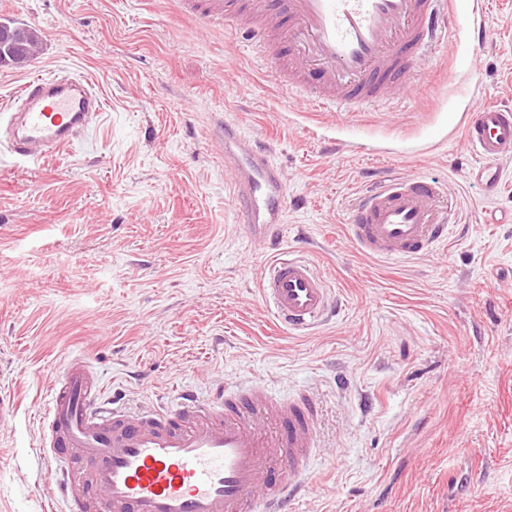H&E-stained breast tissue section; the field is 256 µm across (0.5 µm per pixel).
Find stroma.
<instances>
[{
  "label": "stroma",
  "instance_id": "1",
  "mask_svg": "<svg viewBox=\"0 0 512 512\" xmlns=\"http://www.w3.org/2000/svg\"><path fill=\"white\" fill-rule=\"evenodd\" d=\"M491 33L418 61L407 93L372 112H314L272 65L184 0H0L41 31L37 58L0 67V105L61 67L106 110L33 163L0 146V512H53L40 447L53 380L84 355L131 408L253 380L313 394L321 452L292 512H512V160L485 197L467 170L464 113L512 104V0H465ZM479 74L478 86L464 75ZM268 147L288 189L278 246L251 238L211 133ZM447 186L458 223L434 254L377 260L346 227L373 179ZM313 260L340 302L308 335L276 325L258 283L276 248Z\"/></svg>",
  "mask_w": 512,
  "mask_h": 512
}]
</instances>
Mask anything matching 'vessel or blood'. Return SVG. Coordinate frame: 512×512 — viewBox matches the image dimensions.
Masks as SVG:
<instances>
[{
	"mask_svg": "<svg viewBox=\"0 0 512 512\" xmlns=\"http://www.w3.org/2000/svg\"><path fill=\"white\" fill-rule=\"evenodd\" d=\"M223 14L246 28L262 58L281 53L276 74L290 99L315 110L359 112L400 94L419 58L448 39L473 47L489 32L461 20L455 0H261L240 25L233 0H199L197 14ZM104 101L95 81L67 69L28 78L0 111L6 150L49 159L95 123ZM479 159L469 175L486 196L512 158V108L484 106L460 124ZM216 137L234 173L233 200L251 237L272 243L288 207L279 169L262 150L241 147L239 131ZM444 186L424 176L376 179L351 208L347 233L366 255L412 258L448 241L452 216ZM274 320L291 331L316 328L333 314L335 291L309 259L276 253L260 283ZM318 404L308 394L280 403L263 385L219 386L200 397L185 390L170 403L131 410L108 405L82 355L54 381L41 446L54 465L67 512H289L311 492L318 448Z\"/></svg>",
	"mask_w": 512,
	"mask_h": 512,
	"instance_id": "vessel-or-blood-1",
	"label": "vessel or blood"
}]
</instances>
